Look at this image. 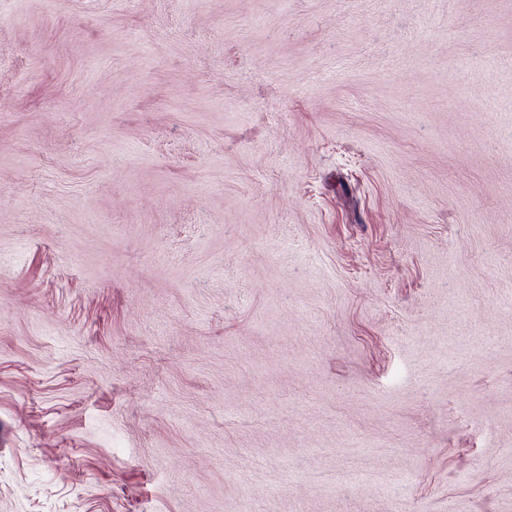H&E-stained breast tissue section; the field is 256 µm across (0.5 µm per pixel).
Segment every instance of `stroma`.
Returning <instances> with one entry per match:
<instances>
[{"label":"stroma","mask_w":512,"mask_h":512,"mask_svg":"<svg viewBox=\"0 0 512 512\" xmlns=\"http://www.w3.org/2000/svg\"><path fill=\"white\" fill-rule=\"evenodd\" d=\"M0 512H512V0H0Z\"/></svg>","instance_id":"1"}]
</instances>
